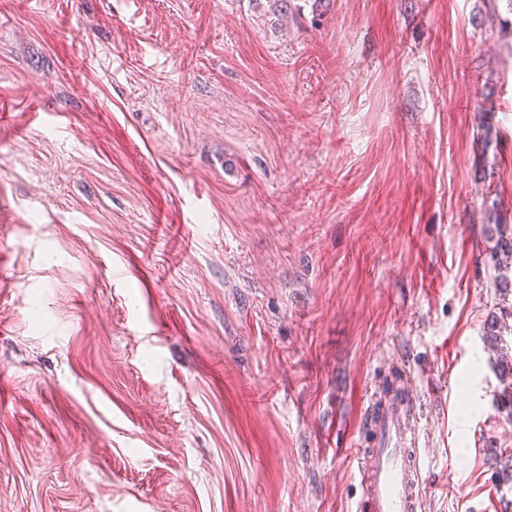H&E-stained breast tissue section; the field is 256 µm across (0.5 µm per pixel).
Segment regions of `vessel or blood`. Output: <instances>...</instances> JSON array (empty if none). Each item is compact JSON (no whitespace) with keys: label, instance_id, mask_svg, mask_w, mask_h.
Here are the masks:
<instances>
[{"label":"vessel or blood","instance_id":"obj_1","mask_svg":"<svg viewBox=\"0 0 512 512\" xmlns=\"http://www.w3.org/2000/svg\"><path fill=\"white\" fill-rule=\"evenodd\" d=\"M413 417V398L407 393L371 404L376 443L357 451L365 512H419L422 472L410 429Z\"/></svg>","mask_w":512,"mask_h":512}]
</instances>
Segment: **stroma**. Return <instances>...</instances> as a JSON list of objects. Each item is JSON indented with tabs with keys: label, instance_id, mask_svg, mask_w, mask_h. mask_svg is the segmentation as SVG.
<instances>
[{
	"label": "stroma",
	"instance_id": "1",
	"mask_svg": "<svg viewBox=\"0 0 512 512\" xmlns=\"http://www.w3.org/2000/svg\"><path fill=\"white\" fill-rule=\"evenodd\" d=\"M294 3L0 0V512H512V0ZM488 239L493 241L490 257L499 272L495 286L504 302L509 294L512 295V225L489 224ZM499 312H492L484 325V336L487 347L496 351L500 356L498 368L503 381L507 382L504 396H508L512 407V359L509 357V347L512 349V324L506 320L512 319V303L510 308L502 305ZM505 336H511L510 345ZM370 407L374 448H358L363 512H418L422 472L420 451L410 429L413 397L402 393Z\"/></svg>",
	"mask_w": 512,
	"mask_h": 512
}]
</instances>
